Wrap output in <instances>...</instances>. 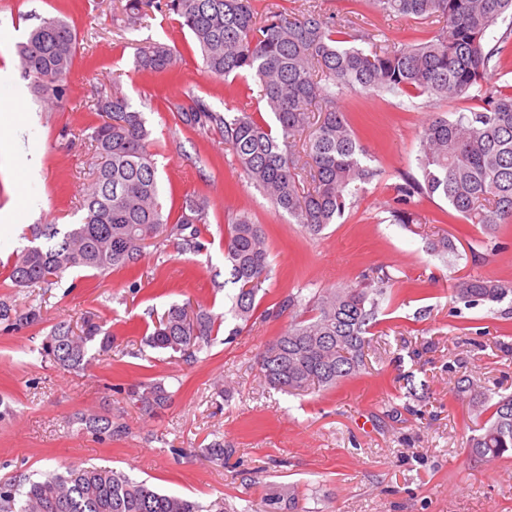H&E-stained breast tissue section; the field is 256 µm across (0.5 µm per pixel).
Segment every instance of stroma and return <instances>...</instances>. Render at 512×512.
I'll return each instance as SVG.
<instances>
[{
    "label": "stroma",
    "mask_w": 512,
    "mask_h": 512,
    "mask_svg": "<svg viewBox=\"0 0 512 512\" xmlns=\"http://www.w3.org/2000/svg\"><path fill=\"white\" fill-rule=\"evenodd\" d=\"M290 12L312 8L351 21L353 28L396 42L425 39L434 19L375 13L365 0H279ZM59 17L76 30L79 50L63 107L37 96L12 105L0 90V136L10 125L39 118L32 144L40 156L36 190L40 224H74L82 190L98 158L88 137L98 122L99 96L125 95L151 131L165 211L184 196L206 206L200 252L176 242L147 247L131 291L132 273L76 270L51 286L10 288L13 254L27 246L22 230L0 234V301L41 305V325L0 327V480L68 464H96L148 480L160 491L202 504L224 500L241 512L245 499L281 484L296 485L300 512H512V454L490 460L465 446L476 434L473 403L512 395V304L470 307L452 295L454 279L482 275L512 282V224L493 240L464 219L444 221L439 198L414 197L420 220L396 224L390 211L403 176L418 175V132L433 115L466 111L468 102L428 101L388 93L345 92L340 100L381 174L365 185L336 224L307 235L286 212L248 183L218 131L183 125L170 106L193 90L212 107L255 112L260 88L251 76L221 79L204 72L190 36L174 15L157 11L125 23L121 0H0V69L18 71L16 46L42 19ZM164 42L181 53L172 74L134 66L137 49ZM24 166L0 164V211L27 206ZM248 212L268 242L272 276L259 307L276 309L290 295L311 298L321 288L359 281L383 268L395 282L381 300L368 335L364 374L327 391L288 395L263 381L258 357L284 332L290 315L258 319L232 335L233 285L224 261L230 213ZM448 235L455 253L429 251L426 234ZM193 299L223 322L195 361L169 358L144 345L156 313ZM91 317L117 336L112 352L81 371L44 360L41 341L52 326ZM172 387L169 405L148 414L126 401L123 387L144 380ZM112 416L127 432L99 441L73 424V413ZM215 440L234 451L225 465L203 448ZM259 483L246 487L248 475Z\"/></svg>",
    "instance_id": "1"
}]
</instances>
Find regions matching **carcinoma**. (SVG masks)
I'll return each instance as SVG.
<instances>
[{"mask_svg": "<svg viewBox=\"0 0 512 512\" xmlns=\"http://www.w3.org/2000/svg\"><path fill=\"white\" fill-rule=\"evenodd\" d=\"M374 12L404 19L440 18L433 36L399 45L377 42L364 32L315 10L290 14L283 5L267 4L258 12L252 0H165L198 51L205 72L218 78L254 76L264 110L276 127L253 113L213 108L188 90L174 103L182 124L217 129L234 153L249 183L262 189L277 210L286 212L306 233L317 236L343 216L349 197L373 182L380 170L370 163L338 100L347 89L390 93L431 100L476 101L477 108L436 115L419 131L420 177L397 186L392 210L396 224L414 223L406 205L416 195L438 197L451 219L464 218L494 236L512 223V89H484L489 71L508 62L512 29L490 46L486 36L499 20L512 16V0H367ZM153 0H126L124 11L137 20ZM361 41L370 49L354 45ZM75 29L56 17L45 18L17 48L23 76L32 79L43 102L61 107L78 53ZM179 51L150 43L140 49L136 67L155 75L169 73ZM321 103L313 112L312 104ZM102 121L91 127L101 162L84 188L81 222L32 228L39 244L24 248L11 264L15 288L51 285L73 268L101 275L132 269L144 249L169 239L189 250L200 248L199 225L206 223L203 201L185 196L176 218L159 201L157 168L147 148L150 131L142 112L114 93L98 100ZM229 282L235 285L231 312L242 333L255 319L257 297L271 276L265 233L246 212L232 216L224 228ZM392 286L389 273L364 285L327 288L306 303L288 330L263 351L260 370L273 388L300 394L330 388L361 373L365 334L376 323L380 300ZM454 297L472 307H493L512 296V284L485 276L457 279ZM0 320L19 329L43 321L42 306L18 309L0 303ZM217 317L191 301L171 305L154 319L145 344L178 354L186 361L208 346ZM114 334L91 319L80 328L59 323L42 339L40 354L67 370L84 368L112 351ZM127 399L151 414L170 402L173 391L161 381L128 388ZM479 434L466 441L479 456L497 459L512 450V396L488 406ZM76 423L104 441L119 439L126 426L86 412ZM205 452L224 463L232 449L213 441ZM298 490L281 485L244 512H297ZM0 512H227L223 500L208 505L165 494L145 480L101 466L67 467L0 481Z\"/></svg>", "mask_w": 512, "mask_h": 512, "instance_id": "1", "label": "carcinoma"}]
</instances>
